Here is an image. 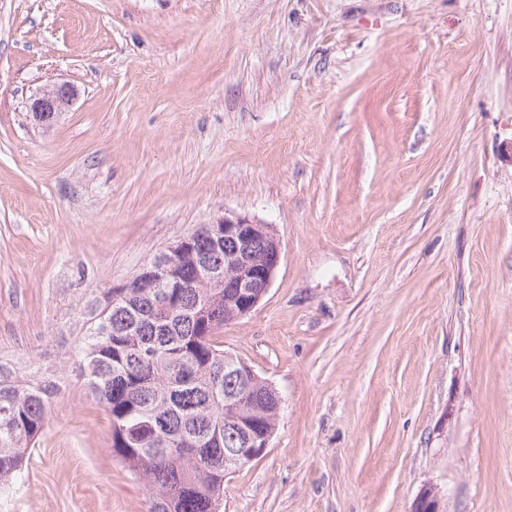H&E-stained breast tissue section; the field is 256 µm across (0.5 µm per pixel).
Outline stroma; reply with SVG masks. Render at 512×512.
I'll return each mask as SVG.
<instances>
[{
  "mask_svg": "<svg viewBox=\"0 0 512 512\" xmlns=\"http://www.w3.org/2000/svg\"><path fill=\"white\" fill-rule=\"evenodd\" d=\"M227 211L281 243L219 340L282 407L219 512H512V0H0V356ZM109 436L70 379L0 512H148ZM78 97L77 89L70 84H57L31 99L29 111L39 124H49L56 114L70 108Z\"/></svg>",
  "mask_w": 512,
  "mask_h": 512,
  "instance_id": "1",
  "label": "stroma"
}]
</instances>
